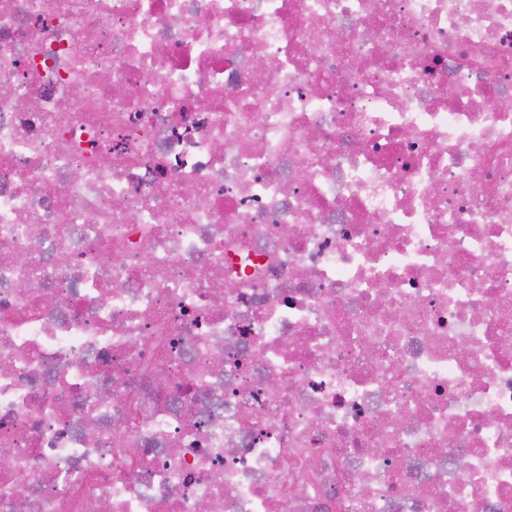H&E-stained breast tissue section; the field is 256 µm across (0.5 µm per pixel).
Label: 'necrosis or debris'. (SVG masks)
<instances>
[{"instance_id": "obj_1", "label": "necrosis or debris", "mask_w": 512, "mask_h": 512, "mask_svg": "<svg viewBox=\"0 0 512 512\" xmlns=\"http://www.w3.org/2000/svg\"><path fill=\"white\" fill-rule=\"evenodd\" d=\"M1 84L0 512H512V0H0Z\"/></svg>"}]
</instances>
